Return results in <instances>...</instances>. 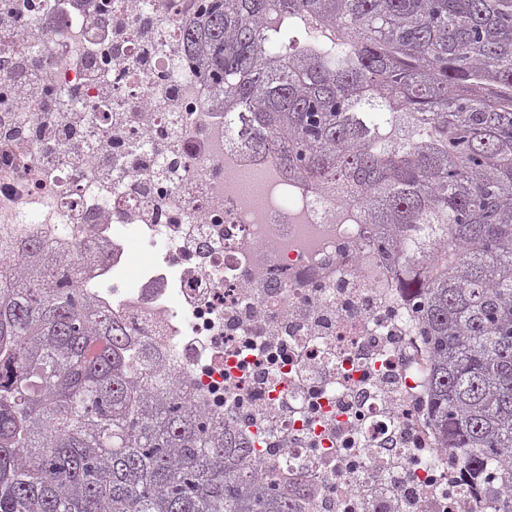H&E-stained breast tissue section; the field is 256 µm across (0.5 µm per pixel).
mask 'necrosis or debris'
<instances>
[{
  "label": "necrosis or debris",
  "instance_id": "necrosis-or-debris-1",
  "mask_svg": "<svg viewBox=\"0 0 512 512\" xmlns=\"http://www.w3.org/2000/svg\"><path fill=\"white\" fill-rule=\"evenodd\" d=\"M101 3L0 0V267L26 241L88 257L84 291L298 512H483L361 200L233 144L183 56L193 0Z\"/></svg>",
  "mask_w": 512,
  "mask_h": 512
}]
</instances>
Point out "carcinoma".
I'll list each match as a JSON object with an SVG mask.
<instances>
[{
  "mask_svg": "<svg viewBox=\"0 0 512 512\" xmlns=\"http://www.w3.org/2000/svg\"><path fill=\"white\" fill-rule=\"evenodd\" d=\"M185 59L230 133L361 196L432 362L442 447L512 512V0H197ZM0 284V512H296L235 431L139 367L30 241Z\"/></svg>",
  "mask_w": 512,
  "mask_h": 512,
  "instance_id": "obj_1",
  "label": "carcinoma"
}]
</instances>
